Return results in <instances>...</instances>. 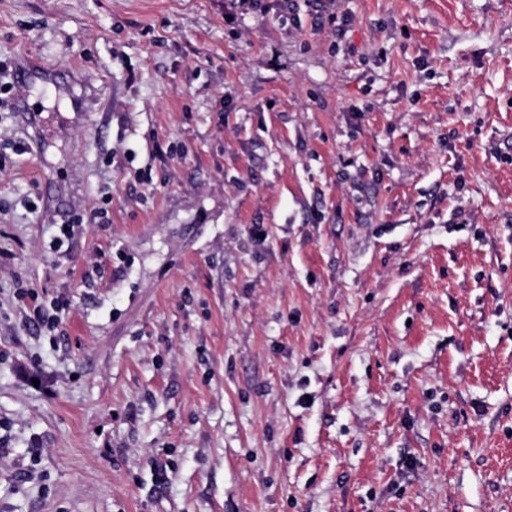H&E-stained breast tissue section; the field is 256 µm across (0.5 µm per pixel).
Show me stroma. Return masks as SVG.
Masks as SVG:
<instances>
[{
	"label": "stroma",
	"instance_id": "1",
	"mask_svg": "<svg viewBox=\"0 0 512 512\" xmlns=\"http://www.w3.org/2000/svg\"><path fill=\"white\" fill-rule=\"evenodd\" d=\"M0 444V512H512V0H0Z\"/></svg>",
	"mask_w": 512,
	"mask_h": 512
}]
</instances>
